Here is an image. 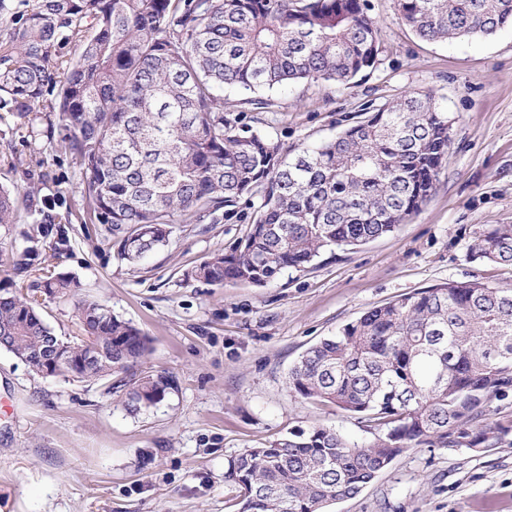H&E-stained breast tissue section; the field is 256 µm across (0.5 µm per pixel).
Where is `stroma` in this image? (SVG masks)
I'll return each instance as SVG.
<instances>
[{
    "mask_svg": "<svg viewBox=\"0 0 512 512\" xmlns=\"http://www.w3.org/2000/svg\"><path fill=\"white\" fill-rule=\"evenodd\" d=\"M369 4L378 68L347 86H290L277 111L262 113V131L292 150L336 137L366 102L431 91L453 120L448 155L429 200L394 232L263 287L187 276L231 252L243 224L177 223L168 245L140 264L121 260L83 194L60 114L0 120V187L17 209L0 230V281L45 222L39 247L50 268L150 339L128 371L97 380L43 378L0 350V512H230L238 490L224 472L244 449L315 425L360 444L373 439L342 410L289 389L306 349L424 288L479 280L512 289V266L468 250L480 233L512 224V29L427 42L404 24L399 0ZM56 214L67 223L53 222ZM161 373L174 389L129 412L126 383ZM330 512H512V443L407 448Z\"/></svg>",
    "mask_w": 512,
    "mask_h": 512,
    "instance_id": "35a3bbf8",
    "label": "stroma"
}]
</instances>
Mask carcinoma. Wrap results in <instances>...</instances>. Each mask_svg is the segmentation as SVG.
<instances>
[{
	"label": "carcinoma",
	"mask_w": 512,
	"mask_h": 512,
	"mask_svg": "<svg viewBox=\"0 0 512 512\" xmlns=\"http://www.w3.org/2000/svg\"><path fill=\"white\" fill-rule=\"evenodd\" d=\"M400 12L426 41L512 28V0H400ZM2 17L10 26L0 36V112L26 118L60 88L56 108L83 192L132 264L166 246L178 220L243 223L249 231L231 252L188 277L262 287L313 267L327 250L393 232L429 199L448 153L451 120L430 92L366 104L362 120L293 154L247 118L275 111L274 89L348 85L377 68L367 0H37L31 9L0 0ZM226 90L247 97L230 101ZM14 216L1 187L0 227ZM42 233L29 237L15 277L26 279L39 260ZM469 253L512 265V224L476 237ZM77 287L61 273L26 293L0 286L4 349L38 376L53 335L38 295L67 297ZM77 314L82 335L55 337L53 376H108L148 350L141 329L104 304L83 299ZM87 336L111 354L80 366ZM288 384L303 400L352 414L375 438L359 445L311 426L246 449L224 472L238 490L234 512H329L406 448L505 441L512 419L488 416L512 405V290L448 282L374 307L307 349ZM172 389L165 375L137 379L125 407H153Z\"/></svg>",
	"instance_id": "1"
}]
</instances>
